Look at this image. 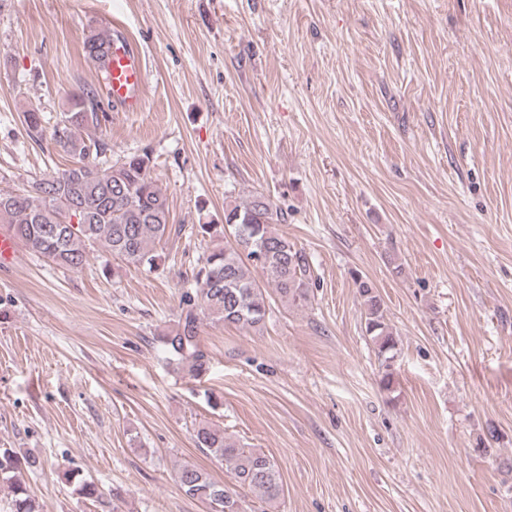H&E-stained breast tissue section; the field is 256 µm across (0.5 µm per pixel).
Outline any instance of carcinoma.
<instances>
[{
  "label": "carcinoma",
  "instance_id": "cac0c4a2",
  "mask_svg": "<svg viewBox=\"0 0 512 512\" xmlns=\"http://www.w3.org/2000/svg\"><path fill=\"white\" fill-rule=\"evenodd\" d=\"M110 32L90 35L84 54L108 79L112 64ZM107 115L99 92L85 89L71 96L69 108L52 131V139L76 162L60 172L33 180L20 193L0 192V223L9 225L17 242L28 252L58 267L79 270L89 253L101 245L128 266L150 271L162 261L158 246L182 227L170 224L168 197L150 176L149 152L133 154L110 164L100 158L108 151L102 139L85 138L81 131L101 126ZM24 122L33 138L43 135L44 118L35 109ZM196 234L210 248L195 273L198 288L184 292L177 326L162 336L168 359L194 380L207 371L208 358L201 345L200 325L211 318L226 325L260 330L271 313L269 299L303 306L310 299L311 266L295 242L272 230L282 215L262 193L224 208V221L204 213ZM353 284L363 301V329L381 362L380 387L395 391L394 362L399 340L390 326L384 301L373 282L359 271ZM195 443L219 461L232 465L231 482L219 483L206 471L184 466L177 481L185 495L210 510L213 496H223L222 512H246L239 490H248L261 504L274 505L284 496L280 468L274 457L257 448L228 441L224 430L201 423ZM40 465L14 448H0V483L12 495V512H39L27 490V473Z\"/></svg>",
  "mask_w": 512,
  "mask_h": 512
}]
</instances>
